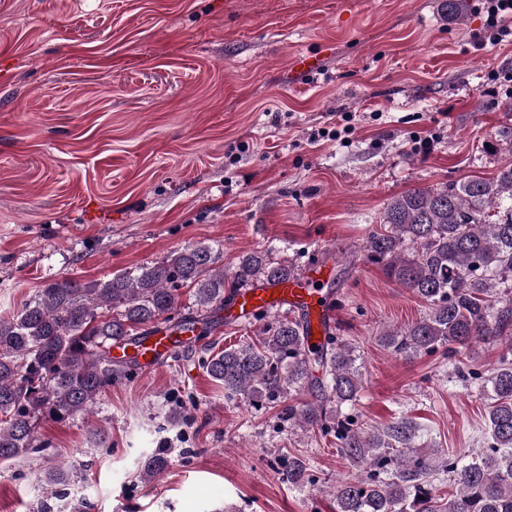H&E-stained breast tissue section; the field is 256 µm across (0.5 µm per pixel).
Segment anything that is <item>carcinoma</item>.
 Wrapping results in <instances>:
<instances>
[{
  "label": "carcinoma",
  "mask_w": 512,
  "mask_h": 512,
  "mask_svg": "<svg viewBox=\"0 0 512 512\" xmlns=\"http://www.w3.org/2000/svg\"><path fill=\"white\" fill-rule=\"evenodd\" d=\"M362 251L427 305L418 320L378 336L392 353L410 358L441 350L452 359L511 335L512 160L491 179L393 197ZM295 275L293 265L261 250L243 253L227 272L219 249L200 243L107 279L47 283L15 314L0 318V460L33 447L42 419L94 412L103 394L134 370L113 360L112 345L137 344L160 324L208 336L213 315L240 289ZM186 286L192 311L183 313L180 289ZM266 317L255 339L204 349L201 367L224 386L225 397L276 408L283 423L333 436L342 456L366 465L363 477L334 488L336 512H512V342L488 376L469 373L486 392L485 451L438 457L415 447L418 428L409 419L365 430L341 413L361 386L355 351L343 337L331 332L310 351L303 319L259 315ZM308 386L319 387L321 397L290 398ZM167 463L162 450L143 457L141 479L155 481ZM276 466L292 485L310 478L308 464L293 454L278 456ZM442 472L450 478L446 493L435 485ZM74 477L66 466L43 475L47 488Z\"/></svg>",
  "instance_id": "carcinoma-1"
}]
</instances>
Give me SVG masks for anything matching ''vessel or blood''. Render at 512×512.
Segmentation results:
<instances>
[{
    "instance_id": "b4317fda",
    "label": "vessel or blood",
    "mask_w": 512,
    "mask_h": 512,
    "mask_svg": "<svg viewBox=\"0 0 512 512\" xmlns=\"http://www.w3.org/2000/svg\"><path fill=\"white\" fill-rule=\"evenodd\" d=\"M328 269L313 265L293 279L268 284L262 288L242 289L224 310L225 317L244 322L255 313L275 307L289 306L303 310L309 320V344L321 343L334 325L333 298L327 284ZM187 333L160 332L150 336L141 347L138 359L140 370L154 369L175 348L188 345Z\"/></svg>"
}]
</instances>
